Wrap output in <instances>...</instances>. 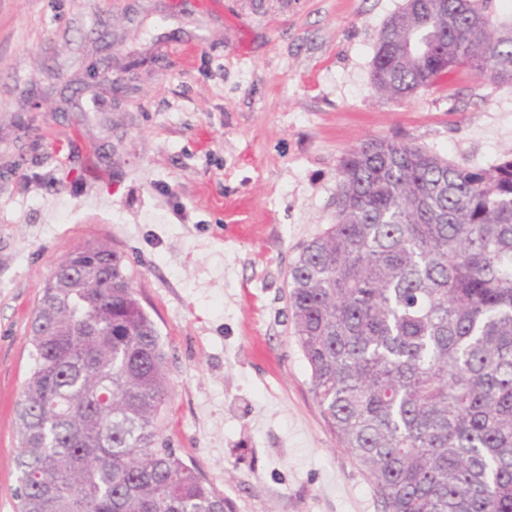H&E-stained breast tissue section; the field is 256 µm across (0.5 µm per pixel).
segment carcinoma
<instances>
[{"mask_svg": "<svg viewBox=\"0 0 512 512\" xmlns=\"http://www.w3.org/2000/svg\"><path fill=\"white\" fill-rule=\"evenodd\" d=\"M462 69L512 82V23L489 0H406L371 77L404 103ZM340 175L335 222L288 275L321 413L382 512H512V151L468 168L375 137ZM84 249L100 274H49L31 322L15 512H232L160 441L167 359L122 256ZM47 304L72 316L46 323Z\"/></svg>", "mask_w": 512, "mask_h": 512, "instance_id": "cac0c4a2", "label": "carcinoma"}]
</instances>
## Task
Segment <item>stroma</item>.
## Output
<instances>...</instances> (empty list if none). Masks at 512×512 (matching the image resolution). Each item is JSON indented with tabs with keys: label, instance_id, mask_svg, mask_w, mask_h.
I'll use <instances>...</instances> for the list:
<instances>
[{
	"label": "stroma",
	"instance_id": "1",
	"mask_svg": "<svg viewBox=\"0 0 512 512\" xmlns=\"http://www.w3.org/2000/svg\"><path fill=\"white\" fill-rule=\"evenodd\" d=\"M405 3L0 0V512L33 310L97 241L123 255L167 355L161 440L235 512H379L312 393L289 267L333 223L363 141L470 168L512 150V82L464 71L404 104L374 89Z\"/></svg>",
	"mask_w": 512,
	"mask_h": 512
}]
</instances>
